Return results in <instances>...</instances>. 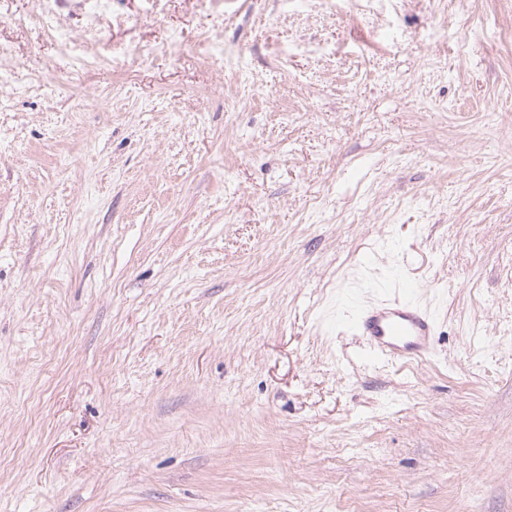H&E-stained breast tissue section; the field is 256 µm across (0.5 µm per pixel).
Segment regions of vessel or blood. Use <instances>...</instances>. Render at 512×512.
<instances>
[{
    "label": "vessel or blood",
    "instance_id": "obj_1",
    "mask_svg": "<svg viewBox=\"0 0 512 512\" xmlns=\"http://www.w3.org/2000/svg\"><path fill=\"white\" fill-rule=\"evenodd\" d=\"M399 291V296L362 309L351 324L367 339L371 359H422L433 351L434 320L414 302L416 283L401 281Z\"/></svg>",
    "mask_w": 512,
    "mask_h": 512
}]
</instances>
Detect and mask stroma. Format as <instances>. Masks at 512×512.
Segmentation results:
<instances>
[{"instance_id": "1", "label": "stroma", "mask_w": 512, "mask_h": 512, "mask_svg": "<svg viewBox=\"0 0 512 512\" xmlns=\"http://www.w3.org/2000/svg\"><path fill=\"white\" fill-rule=\"evenodd\" d=\"M42 9L0 0V512H512V0ZM397 275L436 351L370 364Z\"/></svg>"}]
</instances>
